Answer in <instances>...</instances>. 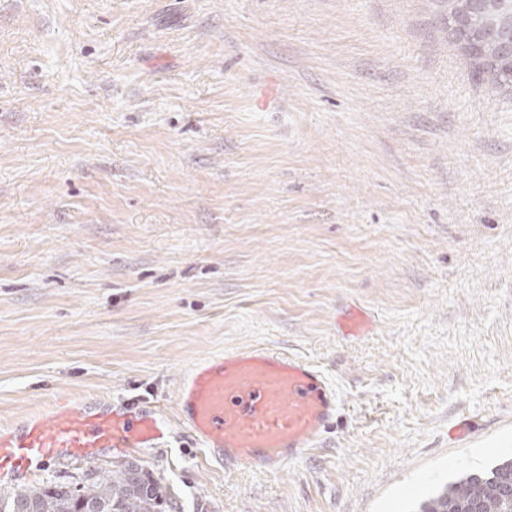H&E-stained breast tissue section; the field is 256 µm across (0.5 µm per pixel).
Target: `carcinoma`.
Returning a JSON list of instances; mask_svg holds the SVG:
<instances>
[{
	"mask_svg": "<svg viewBox=\"0 0 512 512\" xmlns=\"http://www.w3.org/2000/svg\"><path fill=\"white\" fill-rule=\"evenodd\" d=\"M452 37L476 74L493 89L512 85V0H448ZM162 478L132 461L93 466L69 481L50 480L0 493V512H168ZM512 512V460L448 483L419 512Z\"/></svg>",
	"mask_w": 512,
	"mask_h": 512,
	"instance_id": "cac0c4a2",
	"label": "carcinoma"
}]
</instances>
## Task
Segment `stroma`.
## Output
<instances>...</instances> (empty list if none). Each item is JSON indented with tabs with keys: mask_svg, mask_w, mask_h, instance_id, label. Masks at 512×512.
Listing matches in <instances>:
<instances>
[{
	"mask_svg": "<svg viewBox=\"0 0 512 512\" xmlns=\"http://www.w3.org/2000/svg\"><path fill=\"white\" fill-rule=\"evenodd\" d=\"M448 0H0V426L159 405L175 512H411L512 457V87ZM306 358L275 474L175 417L197 361ZM471 420L462 440L449 429Z\"/></svg>",
	"mask_w": 512,
	"mask_h": 512,
	"instance_id": "stroma-1",
	"label": "stroma"
}]
</instances>
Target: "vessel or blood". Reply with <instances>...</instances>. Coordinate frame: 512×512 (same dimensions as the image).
<instances>
[{"instance_id":"1","label":"vessel or blood","mask_w":512,"mask_h":512,"mask_svg":"<svg viewBox=\"0 0 512 512\" xmlns=\"http://www.w3.org/2000/svg\"><path fill=\"white\" fill-rule=\"evenodd\" d=\"M337 409L336 390L318 366L266 347L201 361L175 397L176 414L197 446L227 469L270 473L314 447ZM170 435L152 406L97 411L60 403L50 415L0 429V480L35 462L155 448Z\"/></svg>"}]
</instances>
